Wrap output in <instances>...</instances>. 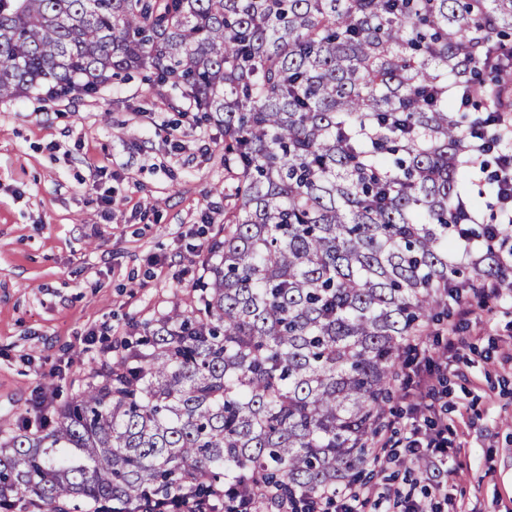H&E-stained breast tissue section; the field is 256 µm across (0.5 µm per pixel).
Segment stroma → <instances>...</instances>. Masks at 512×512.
Instances as JSON below:
<instances>
[{
  "label": "stroma",
  "mask_w": 512,
  "mask_h": 512,
  "mask_svg": "<svg viewBox=\"0 0 512 512\" xmlns=\"http://www.w3.org/2000/svg\"><path fill=\"white\" fill-rule=\"evenodd\" d=\"M235 182L224 129L195 127L147 73L47 105L0 99V441L58 409L86 383L102 347L189 304L201 260L224 225ZM112 197L103 218L101 195ZM440 317L424 346L447 361L434 376L448 425V497L437 512H512V292L442 351ZM395 448L366 470L386 512L402 491L429 495Z\"/></svg>",
  "instance_id": "35a3bbf8"
}]
</instances>
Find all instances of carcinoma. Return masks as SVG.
Returning <instances> with one entry per match:
<instances>
[{
  "instance_id": "1",
  "label": "carcinoma",
  "mask_w": 512,
  "mask_h": 512,
  "mask_svg": "<svg viewBox=\"0 0 512 512\" xmlns=\"http://www.w3.org/2000/svg\"><path fill=\"white\" fill-rule=\"evenodd\" d=\"M512 0H0V99L147 68L224 124L235 177L197 296L49 424L0 443V512H321L373 463L443 294L508 272L459 157L512 161Z\"/></svg>"
}]
</instances>
